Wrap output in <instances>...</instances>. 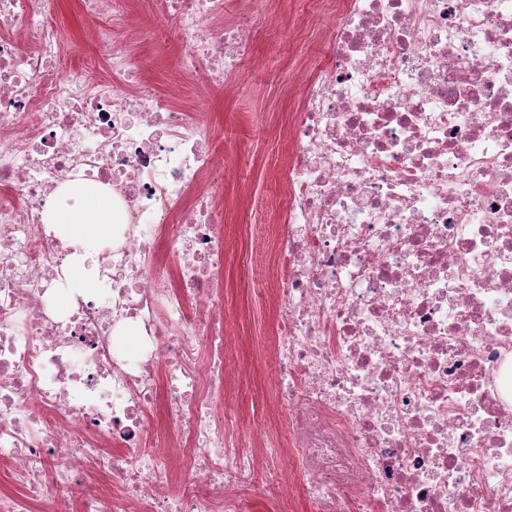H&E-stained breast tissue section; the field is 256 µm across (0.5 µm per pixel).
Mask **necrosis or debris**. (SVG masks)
Returning <instances> with one entry per match:
<instances>
[{"instance_id": "4bbe7bcc", "label": "necrosis or debris", "mask_w": 512, "mask_h": 512, "mask_svg": "<svg viewBox=\"0 0 512 512\" xmlns=\"http://www.w3.org/2000/svg\"><path fill=\"white\" fill-rule=\"evenodd\" d=\"M324 64L299 63L288 209L268 220L274 399L289 512H512V0H324ZM81 0L107 69L60 72L43 0H0V512H248L228 474L279 466L268 422L231 434L224 207L235 164L203 109L133 67L144 19L233 98L261 0ZM87 179L123 211L103 296L47 297L73 250L43 222ZM135 339L134 350L119 343ZM164 404L176 451L152 437ZM184 490H174L172 472ZM112 479L111 494L93 482Z\"/></svg>"}]
</instances>
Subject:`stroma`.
Segmentation results:
<instances>
[{
	"instance_id": "stroma-1",
	"label": "stroma",
	"mask_w": 512,
	"mask_h": 512,
	"mask_svg": "<svg viewBox=\"0 0 512 512\" xmlns=\"http://www.w3.org/2000/svg\"><path fill=\"white\" fill-rule=\"evenodd\" d=\"M47 7L63 33L62 70L96 71L100 51L81 39L85 18L79 0H48ZM269 8L270 20L251 36L248 90L241 97L212 94L207 104H200L196 95L200 78L179 71L181 41L167 23H154V33L144 41L134 64L161 89H177L178 104L204 106L223 137L224 149L248 159L247 165L236 168L225 182L222 199L227 229L224 317L237 337L233 355L242 375L236 382V406L221 412L220 419L232 427L255 411L281 429L286 424L285 414L270 391L271 304L261 291L273 273L264 219L288 206L284 185L288 143L278 116L298 105L297 96L288 92L292 65L298 59L312 65L321 62L317 44L329 40L331 34L321 29L319 16L304 15L297 0H270Z\"/></svg>"
}]
</instances>
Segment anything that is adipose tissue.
Returning <instances> with one entry per match:
<instances>
[{
    "label": "adipose tissue",
    "mask_w": 512,
    "mask_h": 512,
    "mask_svg": "<svg viewBox=\"0 0 512 512\" xmlns=\"http://www.w3.org/2000/svg\"><path fill=\"white\" fill-rule=\"evenodd\" d=\"M48 230L81 252V262L66 273L67 287L62 299L93 286L94 261L99 244L112 234V200L85 181H72L63 187L44 212Z\"/></svg>",
    "instance_id": "1"
}]
</instances>
